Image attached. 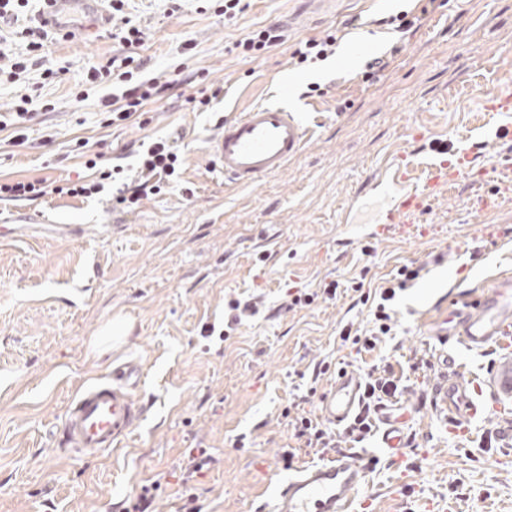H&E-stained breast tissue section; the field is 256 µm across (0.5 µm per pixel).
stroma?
I'll use <instances>...</instances> for the list:
<instances>
[{
  "label": "stroma",
  "instance_id": "35a3bbf8",
  "mask_svg": "<svg viewBox=\"0 0 512 512\" xmlns=\"http://www.w3.org/2000/svg\"><path fill=\"white\" fill-rule=\"evenodd\" d=\"M413 7L246 0L228 21L217 0H125V16L143 32L136 53L148 74L176 83L144 126H105L98 94L76 98L88 67L127 51L110 25L83 14L74 38L47 44L19 81L0 83V113L34 91L54 105L25 144L0 132L2 182L91 178L74 149L79 139L128 177L141 143L175 138L183 155L178 177L132 210L116 206L108 188L92 199L0 201V512H122L126 496L153 481L161 489L152 512H179L177 476L189 448L215 459L194 488L202 512H261L293 469L318 460L294 448L288 411L302 402L317 410L339 370L362 375L384 364L401 389L388 403L408 413L412 446L391 460L378 436L357 444L369 460L372 504L363 512H512V446L498 438L512 422V393L494 383L507 351L471 350L446 334L465 302L512 273V184L491 170L512 154V141L496 138L498 118L482 107L512 86V0H435L408 31L383 25ZM272 25L287 29L288 45L252 58L236 50ZM333 29L335 54L293 64L289 44ZM64 64L66 74L42 85L44 69ZM197 70L224 89L207 112L187 102L194 89L185 78ZM280 102L303 116L302 152L254 186L225 184L208 151L224 119ZM475 142L482 148L468 178L429 199L393 237L340 223L387 155L404 153L419 176L435 146ZM406 265L423 273L398 293L391 335L357 355L340 340L343 326L372 329L362 293ZM328 284L335 299L318 294ZM292 289L316 299L289 307ZM233 299L258 312L228 335ZM116 320L126 327L118 336ZM124 360L141 367L138 429L97 456L61 453L72 401ZM321 362L328 372L313 376ZM456 372L484 382L485 412L461 419L459 435L436 397H417Z\"/></svg>",
  "mask_w": 512,
  "mask_h": 512
}]
</instances>
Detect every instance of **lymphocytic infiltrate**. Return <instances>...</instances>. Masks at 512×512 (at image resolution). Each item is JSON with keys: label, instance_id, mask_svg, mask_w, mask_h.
<instances>
[{"label": "lymphocytic infiltrate", "instance_id": "lymphocytic-infiltrate-1", "mask_svg": "<svg viewBox=\"0 0 512 512\" xmlns=\"http://www.w3.org/2000/svg\"><path fill=\"white\" fill-rule=\"evenodd\" d=\"M29 2L30 0H0V23L13 25V37L27 43V56L10 60L8 77L13 81L27 71L29 54L43 50L46 42L55 36L54 30L48 29L37 16L30 18L27 25L18 26V14L28 7ZM143 67L142 60L127 55L121 58H108L106 62L88 69L85 84L89 88L115 85L121 89L119 95L101 100L102 109L108 114L107 125L119 126L133 117L144 115L147 105L161 100L164 92L168 90V83L155 77L134 80V72ZM138 157V168L134 177L124 182L117 190L116 204L131 206L158 194L166 182L178 175L183 161L177 146L170 140L152 142L139 151ZM111 176V171L104 170L100 172L98 179H80L53 187L47 186L42 179L0 182V198L34 200L49 192L89 198L103 191L105 180ZM420 274L421 270L417 267L399 269L397 276L390 280L388 286L380 288L373 297L374 331L359 336L352 334L350 328L346 327L341 331L342 341L351 342L360 352L374 351L380 337L388 335L392 329V303L397 293L408 288ZM397 391L398 384L390 366L372 368L364 380L361 407L344 429V440H336L335 436L323 429L317 420L304 414L295 417L291 422L293 437L296 441L304 442L306 447L319 449L320 452L341 453L342 442L354 445L366 439L373 430L378 407L384 398L394 396Z\"/></svg>", "mask_w": 512, "mask_h": 512}]
</instances>
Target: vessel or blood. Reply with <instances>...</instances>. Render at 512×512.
<instances>
[{"instance_id":"b4317fda","label":"vessel or blood","mask_w":512,"mask_h":512,"mask_svg":"<svg viewBox=\"0 0 512 512\" xmlns=\"http://www.w3.org/2000/svg\"><path fill=\"white\" fill-rule=\"evenodd\" d=\"M47 25L66 28L77 12L98 14L102 0H48ZM306 127L299 113L285 105L262 104L225 121L209 152L225 179L238 186H252L286 170L301 151ZM469 156L459 154L455 164L439 162L428 170L420 183L410 177L402 157H392L367 185L376 197L368 205L355 196L344 209L343 221L360 224L370 221L373 235L388 237L399 225L422 212L426 197L437 187L452 184L466 169ZM512 332V276L503 275L492 294L467 303L458 313L452 330L456 341L467 348H482L501 342ZM140 366L129 361L119 367L112 379L98 380L71 403L62 423L60 444L73 455L92 456L118 447L137 428L145 410L135 393ZM361 381L351 373H339L322 400L325 420L339 424L357 410ZM479 385H468L452 376L440 389L448 417H476L484 408L478 401ZM384 454L402 457L405 451L401 418L381 416ZM367 469L348 454L297 469L282 482L269 506V512H357L358 491L366 484Z\"/></svg>"}]
</instances>
